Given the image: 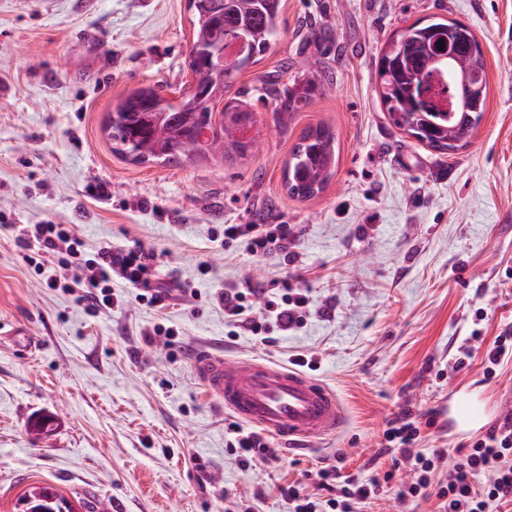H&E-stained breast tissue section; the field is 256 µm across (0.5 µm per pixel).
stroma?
I'll list each match as a JSON object with an SVG mask.
<instances>
[{"label":"stroma","instance_id":"35a3bbf8","mask_svg":"<svg viewBox=\"0 0 512 512\" xmlns=\"http://www.w3.org/2000/svg\"><path fill=\"white\" fill-rule=\"evenodd\" d=\"M467 24L486 60L487 108L450 155L389 119L376 90L383 44L415 21ZM269 52L225 95L256 117L259 147L229 162L139 164L113 154L105 125L128 93L187 91L188 0H0V512H21L30 487H54L75 512H293L280 494L342 463L364 479L400 408L439 411L451 389L498 406L512 362L483 378L482 356L512 326V0H284ZM330 84L288 116L274 94L302 93L313 70ZM325 123L339 140L336 173L309 199L283 170L299 131ZM73 225L87 251L139 244L158 256L164 308L117 289L93 314L48 288L24 261L14 224ZM285 224L292 262L225 246L227 224ZM307 289L297 330L264 344L230 337L227 288ZM177 338L152 335L155 323ZM37 348L15 350L12 330ZM480 340H472V333ZM469 344L465 368L450 370ZM279 365L313 360L311 377L340 399L344 426L307 451L241 468L228 451L235 418L209 397L195 351ZM52 418L42 436L27 423Z\"/></svg>","mask_w":512,"mask_h":512}]
</instances>
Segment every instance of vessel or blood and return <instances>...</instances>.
Segmentation results:
<instances>
[{
	"mask_svg": "<svg viewBox=\"0 0 512 512\" xmlns=\"http://www.w3.org/2000/svg\"><path fill=\"white\" fill-rule=\"evenodd\" d=\"M193 364L206 392L225 410L284 443L308 442L344 425L336 393L296 368L208 352L198 353ZM448 417L460 432L471 433L486 413L480 397L454 392L448 396Z\"/></svg>",
	"mask_w": 512,
	"mask_h": 512,
	"instance_id": "b4317fda",
	"label": "vessel or blood"
}]
</instances>
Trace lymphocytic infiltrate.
<instances>
[{"instance_id": "obj_1", "label": "lymphocytic infiltrate", "mask_w": 512, "mask_h": 512, "mask_svg": "<svg viewBox=\"0 0 512 512\" xmlns=\"http://www.w3.org/2000/svg\"><path fill=\"white\" fill-rule=\"evenodd\" d=\"M289 235L284 224L224 227L225 244L240 241L259 255L287 250ZM16 241L28 251L27 262L35 272H43L47 258L61 270V277L49 278L47 287L77 292L91 311L111 309L117 288L135 289L137 300L151 307L163 306L171 293L157 276L156 253L142 247L107 245L89 253L70 225L50 222L20 228ZM214 298L223 305L233 334L244 333L264 342L270 341L272 333L301 327L309 305L301 288L284 289L264 301L255 288H221ZM421 430L422 423L413 410L402 408L384 431L383 452L391 459L390 469L360 483L343 475L339 466L323 467L313 474L317 493L306 494L289 485L281 494L293 503V512H355L356 504L395 483L397 471L405 468L412 478L397 483L400 503L414 505L433 496L445 512H487L493 504L512 506V415L453 454L444 448L421 447ZM232 432L229 451L242 467L278 459V449L258 431L236 426ZM480 474L485 475V482L474 484V476Z\"/></svg>"}]
</instances>
